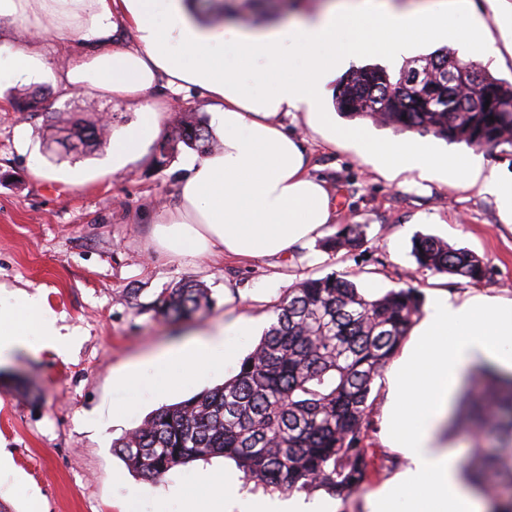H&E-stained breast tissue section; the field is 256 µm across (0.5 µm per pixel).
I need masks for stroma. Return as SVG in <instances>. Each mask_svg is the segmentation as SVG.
<instances>
[{
  "label": "stroma",
  "instance_id": "1",
  "mask_svg": "<svg viewBox=\"0 0 512 512\" xmlns=\"http://www.w3.org/2000/svg\"><path fill=\"white\" fill-rule=\"evenodd\" d=\"M0 41L24 43L48 57L54 71L75 53L24 27L0 28ZM0 60V285L41 295L59 324L78 332L66 354L50 348L16 349L0 365V503L10 512H177L185 495L201 508L213 500L201 481L223 468L214 457L179 466L157 481L136 477L112 452V442L139 426L162 404L188 399L231 378L234 367L176 380L164 398L147 381L115 383L122 368L143 362L240 315L263 323L288 288L309 277L348 274L368 294L413 286L472 291L466 280L418 270L410 254L416 234H433L465 247L487 263L484 290L512 299V224L502 223L493 196L403 173L381 176L346 144L307 132L302 117L284 116L287 130L304 134L316 166L336 199L326 235L349 224L368 230L356 250L338 254L322 242L271 258L227 261L220 256L178 258L161 251L154 224L178 201V187L195 151L179 140L182 113L207 116L198 88L179 92L159 85L167 102L159 133L143 157L125 170L103 174L111 144L67 153L50 147L52 125L66 118L112 117L124 129L141 104L83 90H62L52 75L23 83ZM37 101L32 118L16 108L19 90ZM167 160H160L161 145ZM42 174H35L31 161ZM204 284L213 304L203 320L171 323L147 310L156 293L179 281Z\"/></svg>",
  "mask_w": 512,
  "mask_h": 512
}]
</instances>
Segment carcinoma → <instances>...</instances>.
Instances as JSON below:
<instances>
[{
  "label": "carcinoma",
  "instance_id": "carcinoma-1",
  "mask_svg": "<svg viewBox=\"0 0 512 512\" xmlns=\"http://www.w3.org/2000/svg\"><path fill=\"white\" fill-rule=\"evenodd\" d=\"M437 75L459 67L477 73L484 91L479 105L450 112L459 104L448 83L424 79L417 86L392 80L380 66L361 68L340 81L337 112L345 118L369 117L397 131L430 133L450 144L495 151L512 148V83L448 53L423 58ZM111 125L75 122L62 128V146L88 149L101 142ZM181 141L202 152L220 149L194 112L181 120ZM366 224H349L325 240L339 252L358 247ZM418 268L481 284L487 263L471 250L455 248L432 235L412 241ZM169 320L204 316L211 307L208 289L179 282L149 303ZM274 319L256 346L222 385L187 400L162 406L138 427L112 442V452L144 480L197 460L225 457L245 483L265 491L293 493L320 488L343 501L361 492L375 469V454L365 446L368 398L421 314L414 288L382 294L362 292L344 275L307 278L273 305ZM464 412L451 424L465 423L500 432L512 448V373L490 365L471 374L463 395ZM476 490L489 500V512H512V462L476 448L465 465Z\"/></svg>",
  "mask_w": 512,
  "mask_h": 512
}]
</instances>
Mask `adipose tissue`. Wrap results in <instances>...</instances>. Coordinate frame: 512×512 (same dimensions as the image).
Instances as JSON below:
<instances>
[{"instance_id":"obj_1","label":"adipose tissue","mask_w":512,"mask_h":512,"mask_svg":"<svg viewBox=\"0 0 512 512\" xmlns=\"http://www.w3.org/2000/svg\"><path fill=\"white\" fill-rule=\"evenodd\" d=\"M496 33L474 22L471 0H431L410 8L392 0H329L323 10L277 27L244 24L225 52L217 20L192 19L194 0H0V24L44 29L62 44H89L58 71L69 89L138 99L166 76L176 88L196 86L212 101L210 131L221 148L192 161L180 202L157 223L164 250L177 256L220 254L257 259L276 256L322 236L336 219L325 182L310 172L303 137L286 132L280 114L300 113L307 128L352 143L386 179L405 171L496 196L502 221L512 224V176L485 167L475 155H448L423 143L380 142L337 125L328 106L336 80L367 58L388 65L425 43L453 42L464 55L512 52V0H487ZM169 24L161 28L155 13ZM469 21L459 36L455 20ZM135 29L140 47L112 50L118 22ZM354 31L340 40L337 30ZM413 38H403V31ZM165 109L156 100L139 121L112 133V169L138 160L159 128ZM254 319L240 317L196 345L137 364L156 391L171 383L170 369L217 370L236 360L241 337L254 335ZM76 333L46 316L40 295L16 294L0 303V360L21 346L72 350ZM512 371V299L477 293L459 299L434 294L412 337L387 372L384 444L399 468L362 501L363 512H483L460 459L448 446L445 422L466 371L477 360ZM228 512H330L329 503L244 497L233 474H204Z\"/></svg>"}]
</instances>
